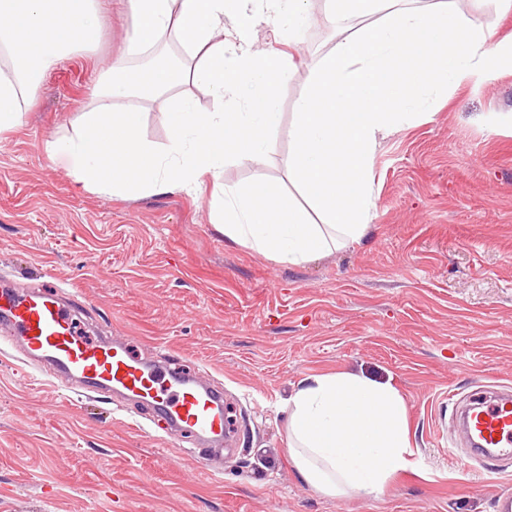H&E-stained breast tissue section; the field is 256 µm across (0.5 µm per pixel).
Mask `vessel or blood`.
Masks as SVG:
<instances>
[{
	"mask_svg": "<svg viewBox=\"0 0 512 512\" xmlns=\"http://www.w3.org/2000/svg\"><path fill=\"white\" fill-rule=\"evenodd\" d=\"M0 342L18 348L30 365L85 393L118 392L152 404L168 427L190 432L211 446L224 441V405L219 393L180 368L135 356L127 342L92 340L69 304L43 290H0ZM462 429L469 457L487 474L512 459V396L472 393Z\"/></svg>",
	"mask_w": 512,
	"mask_h": 512,
	"instance_id": "vessel-or-blood-1",
	"label": "vessel or blood"
}]
</instances>
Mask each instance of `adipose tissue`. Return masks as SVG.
Returning <instances> with one entry per match:
<instances>
[{
    "label": "adipose tissue",
    "instance_id": "adipose-tissue-1",
    "mask_svg": "<svg viewBox=\"0 0 512 512\" xmlns=\"http://www.w3.org/2000/svg\"><path fill=\"white\" fill-rule=\"evenodd\" d=\"M468 2L437 0L410 10L398 0H326L328 20L370 22L337 35L307 71L291 124L289 188L260 169L281 120L280 79L290 60L256 46L253 29L269 17L245 15L247 0H125L126 49L153 53V63L139 70L113 65L74 135L47 140L44 150L76 159V183L120 198L192 191L209 179L226 239L283 263H306L369 234L379 146L414 117L423 92L447 91L499 56L494 31L470 24ZM228 17L239 21L232 44L222 35ZM98 30L95 0H0V48L12 68L0 75V133L19 125L24 92L73 49L94 43ZM171 36L183 53H156ZM187 82L209 89L214 110L199 111L180 93ZM241 92L247 111H225V96ZM136 99L164 101L166 146L142 136ZM230 159L257 168L252 185L223 184ZM288 410L294 468L321 494L376 495L416 465L404 401L392 386L352 373L320 374L295 391Z\"/></svg>",
    "mask_w": 512,
    "mask_h": 512
}]
</instances>
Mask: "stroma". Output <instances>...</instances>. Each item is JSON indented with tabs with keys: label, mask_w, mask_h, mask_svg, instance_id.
<instances>
[{
	"label": "stroma",
	"mask_w": 512,
	"mask_h": 512,
	"mask_svg": "<svg viewBox=\"0 0 512 512\" xmlns=\"http://www.w3.org/2000/svg\"><path fill=\"white\" fill-rule=\"evenodd\" d=\"M93 47L44 73L19 126L0 135V288H46L92 336L176 362L220 390L235 421L220 464L114 394L78 399L0 349V512H495L512 468L484 482L456 432L477 381L512 387V55L441 94L376 155L378 211L360 243L302 265L225 239L213 187L119 199L84 188L45 140L72 134L125 51L122 0H98ZM255 39L292 55L262 169L224 182H286L308 66L336 44L315 14ZM351 371L404 399L412 470L379 495L324 496L288 456V398L307 377Z\"/></svg>",
	"instance_id": "obj_1"
}]
</instances>
